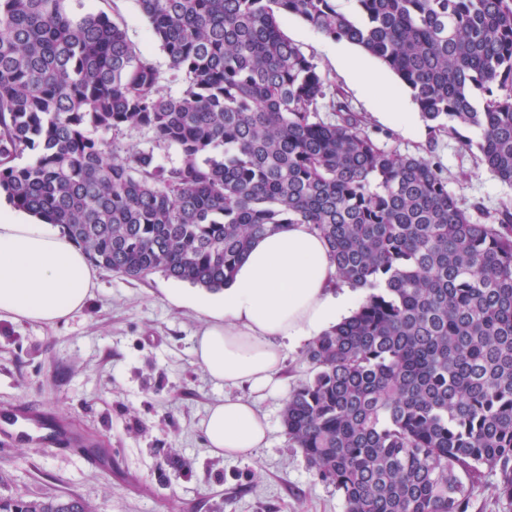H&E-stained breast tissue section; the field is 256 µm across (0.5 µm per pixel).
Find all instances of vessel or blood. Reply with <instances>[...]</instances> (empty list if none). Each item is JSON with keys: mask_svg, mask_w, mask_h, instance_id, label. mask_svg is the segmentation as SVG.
Returning <instances> with one entry per match:
<instances>
[{"mask_svg": "<svg viewBox=\"0 0 512 512\" xmlns=\"http://www.w3.org/2000/svg\"><path fill=\"white\" fill-rule=\"evenodd\" d=\"M24 441H43L69 448L85 447V440L76 436L65 422L26 405L0 416V436Z\"/></svg>", "mask_w": 512, "mask_h": 512, "instance_id": "vessel-or-blood-1", "label": "vessel or blood"}]
</instances>
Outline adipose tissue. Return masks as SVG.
Listing matches in <instances>:
<instances>
[{
  "instance_id": "adipose-tissue-1",
  "label": "adipose tissue",
  "mask_w": 512,
  "mask_h": 512,
  "mask_svg": "<svg viewBox=\"0 0 512 512\" xmlns=\"http://www.w3.org/2000/svg\"><path fill=\"white\" fill-rule=\"evenodd\" d=\"M96 272L57 225L0 207V320L55 324L84 308ZM327 243L307 224L258 238L222 294L190 304L203 317L193 354L224 389L201 422L212 453L249 456L269 424L255 396L282 392L286 344L321 335L355 309L357 294L335 288ZM249 387L251 397L239 396Z\"/></svg>"
}]
</instances>
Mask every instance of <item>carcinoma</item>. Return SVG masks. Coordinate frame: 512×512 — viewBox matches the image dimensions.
<instances>
[{
    "mask_svg": "<svg viewBox=\"0 0 512 512\" xmlns=\"http://www.w3.org/2000/svg\"><path fill=\"white\" fill-rule=\"evenodd\" d=\"M67 2L0 0V197L99 268L208 292L256 238L311 225L364 296L306 345L289 441L347 512H470L484 467L512 512V202L473 219L438 163L380 143L281 29L296 16L379 60L430 133L512 184V0H138L164 72ZM131 131L151 146H125Z\"/></svg>",
    "mask_w": 512,
    "mask_h": 512,
    "instance_id": "carcinoma-1",
    "label": "carcinoma"
}]
</instances>
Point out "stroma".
Listing matches in <instances>:
<instances>
[{
  "mask_svg": "<svg viewBox=\"0 0 512 512\" xmlns=\"http://www.w3.org/2000/svg\"><path fill=\"white\" fill-rule=\"evenodd\" d=\"M84 4L120 23L149 63L167 69L137 0ZM281 28L388 148L439 162L461 205L479 203L492 213L512 200V185L481 165L476 152L448 137L432 140L423 123L405 131L402 119L391 117L393 99L410 112L416 105L379 61L302 19L285 18ZM357 63L376 81H360ZM173 291L195 288L159 272L137 281L101 269L86 306L68 320L53 326L0 321V412L35 404L69 421L98 457L90 465L68 448L0 438V498H74L91 512H346L335 488L319 481L289 442L283 397L259 402L270 424L266 447L239 459L208 452L199 423L224 390L196 364L192 347L202 321L169 301Z\"/></svg>",
  "mask_w": 512,
  "mask_h": 512,
  "instance_id": "stroma-1",
  "label": "stroma"
}]
</instances>
